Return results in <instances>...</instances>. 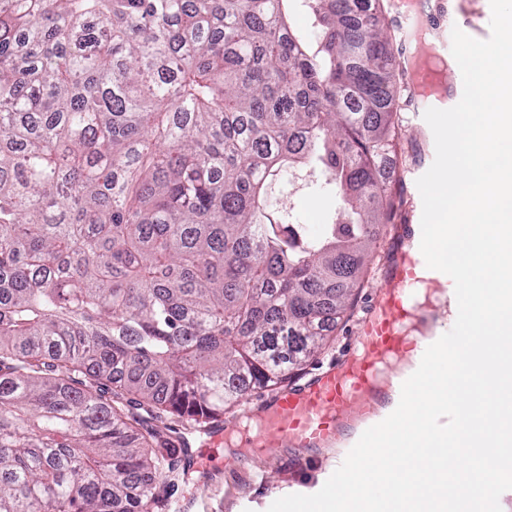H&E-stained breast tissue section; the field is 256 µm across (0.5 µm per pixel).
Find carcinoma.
<instances>
[{
  "label": "carcinoma",
  "mask_w": 512,
  "mask_h": 512,
  "mask_svg": "<svg viewBox=\"0 0 512 512\" xmlns=\"http://www.w3.org/2000/svg\"><path fill=\"white\" fill-rule=\"evenodd\" d=\"M393 8L0 0V512H152L130 404L202 430L325 349L397 217ZM295 205L301 224H308L310 231L317 233L322 224H327L329 215L337 208V200L330 193L311 189L303 192Z\"/></svg>",
  "instance_id": "obj_1"
}]
</instances>
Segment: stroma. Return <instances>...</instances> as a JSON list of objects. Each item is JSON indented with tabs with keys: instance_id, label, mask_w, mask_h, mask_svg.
<instances>
[{
	"instance_id": "stroma-1",
	"label": "stroma",
	"mask_w": 512,
	"mask_h": 512,
	"mask_svg": "<svg viewBox=\"0 0 512 512\" xmlns=\"http://www.w3.org/2000/svg\"><path fill=\"white\" fill-rule=\"evenodd\" d=\"M401 144L400 162L391 171L390 178L394 192L403 196L407 190L401 172L422 161L427 145L420 129L409 122L404 125ZM412 222L411 212L406 209L397 223L383 226L379 257L368 282L359 292L352 317L339 323L329 346L307 366L306 376L324 370L343 354L365 306L387 286L385 254L391 237L404 234ZM154 424L164 431L167 439L161 448L162 454L175 461L177 471L189 474L188 480L179 482L176 491L162 492L155 512H267L270 505L286 496L289 490L297 489L306 495L315 493L325 468L336 459L335 449H311L302 453L301 457L307 460L302 468L297 465L298 459L282 455L265 458L256 472H232L226 461L235 450L225 445L223 436L196 431L166 415L155 419Z\"/></svg>"
}]
</instances>
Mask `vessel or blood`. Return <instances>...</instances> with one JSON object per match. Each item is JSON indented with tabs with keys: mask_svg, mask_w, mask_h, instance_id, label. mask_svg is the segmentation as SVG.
Returning a JSON list of instances; mask_svg holds the SVG:
<instances>
[{
	"mask_svg": "<svg viewBox=\"0 0 512 512\" xmlns=\"http://www.w3.org/2000/svg\"><path fill=\"white\" fill-rule=\"evenodd\" d=\"M413 3V8L395 12L403 60L417 48L415 34L429 7L428 0ZM454 25L467 35L476 33L469 21L449 18L428 40L431 56L444 59L450 55ZM420 240L421 227L416 224L392 249L388 286L365 308L358 334L341 360L260 403L246 402L241 416L247 425L238 436L246 452L229 459V466L251 468L257 458L281 448L353 447L367 428L396 408L406 376L398 374L387 388H380L382 366L388 359L406 358L410 369H417L426 348L457 317L454 283L448 275L427 268ZM424 289L439 294L437 305L429 311L418 301Z\"/></svg>",
	"mask_w": 512,
	"mask_h": 512,
	"instance_id": "vessel-or-blood-1",
	"label": "vessel or blood"
}]
</instances>
